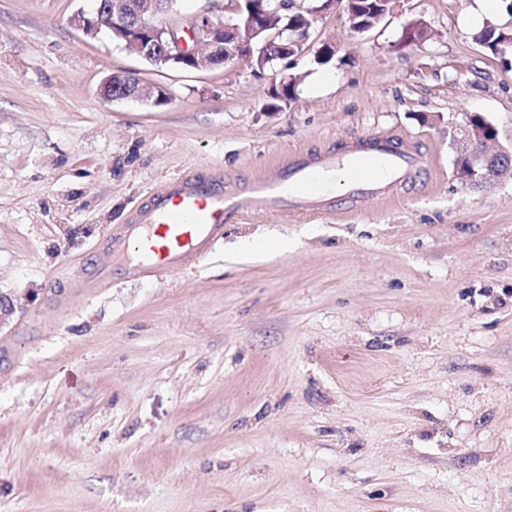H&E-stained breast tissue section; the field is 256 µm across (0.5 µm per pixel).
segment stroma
Listing matches in <instances>:
<instances>
[{
  "label": "stroma",
  "instance_id": "obj_1",
  "mask_svg": "<svg viewBox=\"0 0 512 512\" xmlns=\"http://www.w3.org/2000/svg\"><path fill=\"white\" fill-rule=\"evenodd\" d=\"M92 4L0 0V512H512V178L463 184L451 140L476 113L512 147V52L478 39L512 16L336 9L258 78L88 38ZM117 72L167 102L105 100ZM386 132L431 164L395 199L251 212L191 269L52 302L160 183Z\"/></svg>",
  "mask_w": 512,
  "mask_h": 512
}]
</instances>
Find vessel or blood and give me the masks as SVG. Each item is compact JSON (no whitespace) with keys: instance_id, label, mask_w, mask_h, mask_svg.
Wrapping results in <instances>:
<instances>
[{"instance_id":"b4317fda","label":"vessel or blood","mask_w":512,"mask_h":512,"mask_svg":"<svg viewBox=\"0 0 512 512\" xmlns=\"http://www.w3.org/2000/svg\"><path fill=\"white\" fill-rule=\"evenodd\" d=\"M427 170L425 156L406 137L372 135L343 152H297L277 168L243 185L222 176L189 173L155 189L150 203L129 223L112 231L109 245L89 275L71 290L108 285L113 276L171 273L195 263L224 236L232 215L256 210L302 215L328 212L320 186L325 176L344 172L349 194L360 202L391 197L397 183L415 180Z\"/></svg>"}]
</instances>
